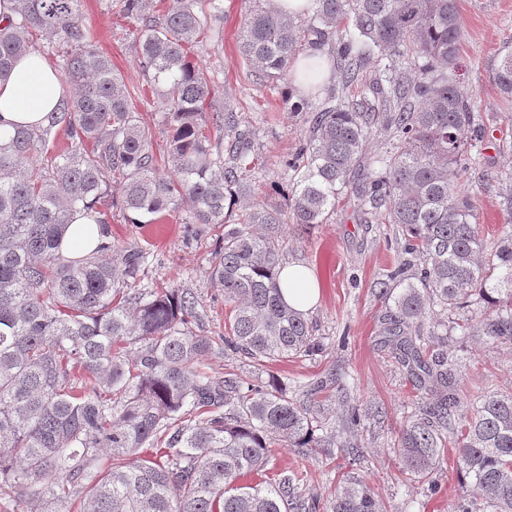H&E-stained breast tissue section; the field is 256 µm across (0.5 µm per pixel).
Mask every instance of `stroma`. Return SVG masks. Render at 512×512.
Instances as JSON below:
<instances>
[{
  "label": "stroma",
  "instance_id": "stroma-1",
  "mask_svg": "<svg viewBox=\"0 0 512 512\" xmlns=\"http://www.w3.org/2000/svg\"><path fill=\"white\" fill-rule=\"evenodd\" d=\"M224 12L206 18L207 36L190 50V58L217 86L220 99L238 114L239 130L255 134L258 161L250 173L254 187L283 183L282 161L307 137L310 115L293 112L284 95L290 77L261 80L238 48L241 16L249 0H222ZM463 22L457 79L474 96L481 138L474 140V164L462 179L486 237L493 238L505 223L499 210L504 186L501 173L512 170V112L505 111L490 71L503 46L512 42V0H458ZM82 20L97 49L109 56L129 88L142 126L152 138L155 154L167 152V130L158 106V92L145 79L132 25L112 8L111 0H82ZM112 239L121 247H145L148 257L143 281L156 288H189L201 299L193 331L211 340L224 333V297L209 278L213 241L220 230L209 225L193 241L184 238L180 217L167 216L140 226L126 223L120 208H112ZM287 262L300 263L314 274L319 299L309 315L325 344L323 353L272 365L273 375L301 385L344 373L357 404H379L380 419L363 420L355 436L364 451L361 474L388 512H452L458 497L473 486L457 474L453 458L438 473L442 497L428 499L421 484L404 480V462L391 445L410 415L418 393L406 372L385 347L379 334L382 314L378 282L391 269L394 244L402 232L381 218H366L353 194L339 197L327 223L306 231L288 224ZM457 379L463 401L488 387H512V346L468 337L454 348ZM276 471L307 473L312 485L330 492L343 459L326 460L313 452L301 456L279 447L272 458Z\"/></svg>",
  "mask_w": 512,
  "mask_h": 512
}]
</instances>
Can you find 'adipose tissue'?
<instances>
[{
    "instance_id": "adipose-tissue-1",
    "label": "adipose tissue",
    "mask_w": 512,
    "mask_h": 512,
    "mask_svg": "<svg viewBox=\"0 0 512 512\" xmlns=\"http://www.w3.org/2000/svg\"><path fill=\"white\" fill-rule=\"evenodd\" d=\"M68 93L59 73L42 56L19 58L7 76L0 77V132L46 122ZM281 286L285 301L298 312L306 314L315 307L319 288L307 268L289 264L281 273Z\"/></svg>"
}]
</instances>
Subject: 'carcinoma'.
<instances>
[{"label": "carcinoma", "instance_id": "cac0c4a2", "mask_svg": "<svg viewBox=\"0 0 512 512\" xmlns=\"http://www.w3.org/2000/svg\"><path fill=\"white\" fill-rule=\"evenodd\" d=\"M255 0L241 21L239 50L266 79L287 75L298 45L331 44L345 86L360 82L378 51L377 70L357 103L313 109L306 144L284 161L297 180L290 212L256 201L244 180L254 143L237 131L236 112L215 104L216 90L188 51L204 34L196 0H116L136 24L144 75L160 91L169 123L166 175L131 103L133 94L82 23L81 0H14L0 25V76L40 49H62L75 94L45 126L0 135V490L23 512H383L361 478L344 473L328 495L299 475L262 479L270 448L334 449L361 463L348 433L377 410L351 405L340 423L320 417L315 396L349 388L337 374L308 386L262 378L267 364L322 350L311 323L282 299L278 281L288 216L324 224L339 194L401 228L403 243L382 286L379 335L421 393L393 452L406 479L442 494L435 479L448 445L473 494L453 512H512V389L472 398L448 360L456 333L512 344V184L499 206L507 224L484 239L459 180L471 157L472 94L455 74L462 20L457 0H313L304 22ZM491 80L512 103V46ZM64 125L58 152L53 130ZM393 142L365 161L370 129ZM234 135L224 145L223 136ZM129 224L182 213L186 236L198 225L224 228L210 261L229 314L221 343L191 328L201 299L184 288L139 285L142 248L112 243L107 197ZM81 206L97 233L93 254L65 259L61 242ZM483 308L472 317L465 310ZM224 348L249 370L222 377L200 370ZM112 467L100 468L101 454Z\"/></svg>", "mask_w": 512, "mask_h": 512}]
</instances>
